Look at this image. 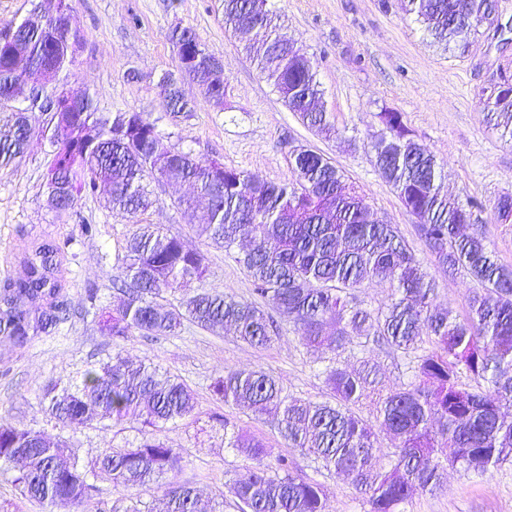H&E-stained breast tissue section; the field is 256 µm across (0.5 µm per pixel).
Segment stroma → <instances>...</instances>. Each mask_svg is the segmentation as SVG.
<instances>
[{"label":"stroma","instance_id":"35a3bbf8","mask_svg":"<svg viewBox=\"0 0 512 512\" xmlns=\"http://www.w3.org/2000/svg\"><path fill=\"white\" fill-rule=\"evenodd\" d=\"M72 7L83 32L74 73L96 92L101 109L147 113L175 149L220 159L225 166L272 182L291 179L294 148L323 154L362 192L375 218L397 227L436 282L435 304L462 316L476 282L461 273L448 275L434 263L415 217L375 164L373 145L382 131L378 114L401 112L417 142L439 162L443 192L481 202L476 225L501 262L512 265V223H496L493 216L498 197L512 193V142L488 121L480 102L482 90L500 73L512 75V45H503L492 30L481 29L465 49L446 52L408 12L406 0H267L283 33L315 65L321 101L336 129L325 137L290 112L259 73L243 50L244 35L225 28L221 0H72ZM178 26L192 27L199 41L222 59L228 109L203 103L198 87L187 81L182 91L197 101L196 112L184 119L166 112L156 76L175 64L168 34ZM27 118L33 136L24 161L18 168L0 170V284L24 275V254L45 243L56 245L57 278L68 314L56 333L35 337L22 350L0 336V419L68 441L80 462L88 464L101 448L136 442L137 425L108 429L94 421L75 430L62 427L42 414L43 389L51 380L79 382L90 364L111 354L112 340L99 325L100 309L117 304L116 292L104 287L106 274L139 226L160 225L205 254L207 276L188 284L187 292L217 288L248 299L252 285L235 251L208 244L196 234L194 217L173 207V199L191 194L186 183L152 184L156 205L134 217L110 211L102 192L80 199L68 212L52 210L44 187L50 151L47 116L35 111ZM86 224L97 226L95 236L83 233ZM93 288L99 291L94 301L89 298ZM279 334L270 346L254 349L237 341L231 329L188 322L176 336L136 333L121 343L130 361L153 364L195 392L197 417L167 425L161 437L184 449L178 478L191 483L203 499L224 489L248 464L226 447L224 430L212 414L263 439L272 454L289 452L270 418L244 415L213 397L210 385L225 368L264 370L297 397H326L323 362L307 354L287 328ZM292 455L299 474L325 486L328 512H367L349 480L324 470L311 457ZM401 512H512V463L487 474L449 469L446 491L414 495Z\"/></svg>","mask_w":512,"mask_h":512}]
</instances>
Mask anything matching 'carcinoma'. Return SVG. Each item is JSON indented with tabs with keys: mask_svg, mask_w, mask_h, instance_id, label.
Wrapping results in <instances>:
<instances>
[{
	"mask_svg": "<svg viewBox=\"0 0 512 512\" xmlns=\"http://www.w3.org/2000/svg\"><path fill=\"white\" fill-rule=\"evenodd\" d=\"M409 6L445 51L480 32L487 8L485 0H409ZM222 7L229 29L265 31L244 50L288 109L317 132H334L328 113L314 107L319 84L313 62L280 32L267 0H222ZM35 9L40 11L35 19L6 24L23 40L26 56L14 62L0 47V87L17 80L18 69L35 78L50 72L77 96L75 109L60 111L51 86L30 85L29 107L49 117L53 151L45 189L51 209L67 212L105 184L109 209L135 216L155 203L148 183L189 182L193 195L172 205L184 211L204 206V221L194 225L195 231L226 251L249 241L238 262L252 293L279 313L301 346L324 354L373 341L416 359L411 381L387 391L369 361L362 359L351 369L335 360L322 371L330 391L325 401L297 398L263 370L229 369L211 386L217 400L256 418L272 416L288 447L350 480L366 495L368 512H400L413 494L444 490L450 465L468 468L473 462L486 473L512 461V423L502 418V408L512 405V268L498 261L484 232L462 231L481 205L440 193L437 160L415 140L402 113H379L383 129L374 143L376 166L417 219L434 261L481 284L463 318L433 304L434 281L397 228L369 219L363 196L324 155L297 149L290 157L289 182L266 181L226 166L214 172L218 159L174 150L146 113L105 112L87 87L69 81L72 42H83L72 22L71 0ZM169 40L176 65L157 80L166 110L185 116L196 110L181 91L184 77L199 85L205 103L224 109V81L209 76L214 54L189 27L173 28ZM480 101L502 136L512 139V86L485 88ZM11 102L0 97V112H11L0 130V169L19 165L31 139L22 110L11 108ZM56 253L50 245L43 247L25 259L24 277L0 289L6 304L0 335L16 346L27 345L32 336L30 312L15 301L36 304L44 333L65 320L61 288L50 284ZM206 272L203 253L154 224L142 225L112 266L108 281L121 297L103 330L115 342L136 331L176 336L188 321L202 328L230 326L250 347L276 340L263 306L251 300L202 289L178 306L161 303L164 293L200 281ZM381 280L393 288L391 302L370 310L356 292ZM464 377L472 383L462 382ZM372 396L377 416L368 421L354 407ZM44 400V413L64 427L76 430L93 419L136 421L141 438L124 448H103L94 462L82 465L74 456L64 459L67 441L54 442L40 430L0 419V471H16L21 499L45 505L49 512H199L197 491L188 483L169 482L150 501L131 497L123 508L103 498L100 487L106 481L142 489L181 468L184 449L157 436L166 424L196 415L197 398L179 379L130 363L118 348L107 361L88 366L80 382L49 384ZM214 420L224 427L227 447L251 461L231 483L236 512H327L324 486L295 474L288 455L273 457L263 440L240 434L220 415ZM381 432L396 441L387 452L386 469L374 464ZM448 440L453 445L449 454L443 448Z\"/></svg>",
	"mask_w": 512,
	"mask_h": 512,
	"instance_id": "carcinoma-1",
	"label": "carcinoma"
}]
</instances>
